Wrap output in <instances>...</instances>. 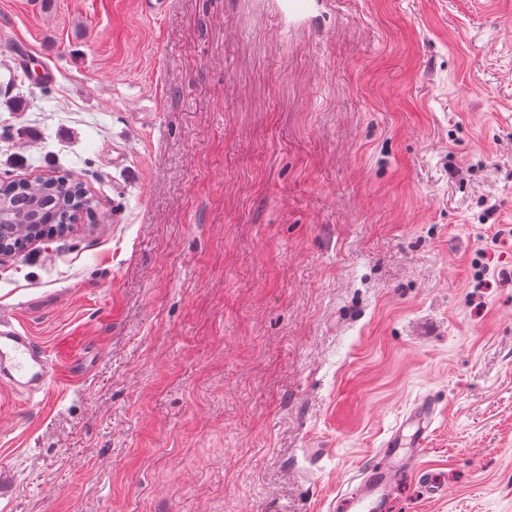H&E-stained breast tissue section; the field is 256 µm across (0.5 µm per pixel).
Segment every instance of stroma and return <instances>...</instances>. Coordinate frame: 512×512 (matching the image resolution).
Segmentation results:
<instances>
[{"mask_svg": "<svg viewBox=\"0 0 512 512\" xmlns=\"http://www.w3.org/2000/svg\"><path fill=\"white\" fill-rule=\"evenodd\" d=\"M61 171L0 311L90 364L0 388V512H343L428 395L390 512H512V0H0V180Z\"/></svg>", "mask_w": 512, "mask_h": 512, "instance_id": "stroma-1", "label": "stroma"}]
</instances>
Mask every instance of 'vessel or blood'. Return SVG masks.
Wrapping results in <instances>:
<instances>
[{
	"instance_id": "vessel-or-blood-1",
	"label": "vessel or blood",
	"mask_w": 512,
	"mask_h": 512,
	"mask_svg": "<svg viewBox=\"0 0 512 512\" xmlns=\"http://www.w3.org/2000/svg\"><path fill=\"white\" fill-rule=\"evenodd\" d=\"M57 376L51 356L34 336L0 314V385L34 396ZM434 411V402L417 404L387 441L381 462L357 470V490L342 501L345 512H389L393 486L413 468L402 453L408 450L412 456L422 454Z\"/></svg>"
}]
</instances>
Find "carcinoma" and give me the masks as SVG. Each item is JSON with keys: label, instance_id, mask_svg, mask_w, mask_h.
I'll use <instances>...</instances> for the list:
<instances>
[{"label": "carcinoma", "instance_id": "carcinoma-1", "mask_svg": "<svg viewBox=\"0 0 512 512\" xmlns=\"http://www.w3.org/2000/svg\"><path fill=\"white\" fill-rule=\"evenodd\" d=\"M81 187L65 173L29 183L11 180L0 185V199L6 213L0 219L8 224H40L54 227L71 223L80 203Z\"/></svg>", "mask_w": 512, "mask_h": 512}]
</instances>
